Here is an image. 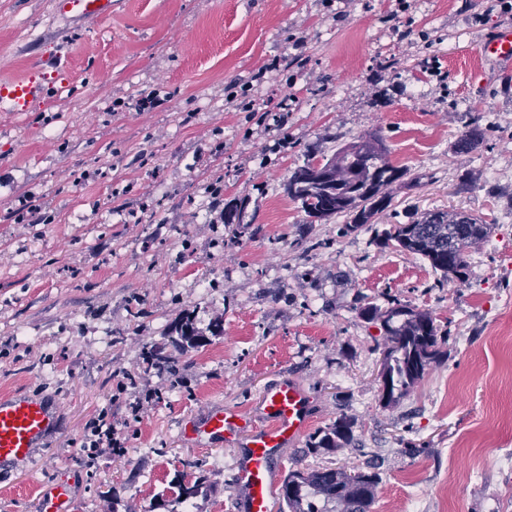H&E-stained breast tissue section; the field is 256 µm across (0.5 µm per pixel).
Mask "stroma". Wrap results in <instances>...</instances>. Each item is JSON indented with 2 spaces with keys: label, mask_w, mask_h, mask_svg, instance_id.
Listing matches in <instances>:
<instances>
[{
  "label": "stroma",
  "mask_w": 512,
  "mask_h": 512,
  "mask_svg": "<svg viewBox=\"0 0 512 512\" xmlns=\"http://www.w3.org/2000/svg\"><path fill=\"white\" fill-rule=\"evenodd\" d=\"M53 2L0 0V78L52 54L69 71L44 104L0 111V397L57 408L33 462L0 470V512H39L52 483L71 484V512H166L183 473L201 482L185 512H245L241 448L183 439L181 424L214 401L256 414L287 378L314 398L312 430L348 414L356 445L300 440L279 450L276 480L297 463L372 466L371 512H512V66L478 50L498 17L479 26L462 0H410L400 40L395 0H112L111 17L83 20ZM295 36L306 66L254 83ZM248 83L255 110L288 103L283 126L227 102ZM151 91L161 105L138 110ZM476 123L482 146L458 153ZM372 132L416 183L392 185L358 232L309 221L290 172ZM24 199L45 223L19 219ZM228 207L243 217L234 235ZM436 208L494 226L467 250L465 280L374 242ZM392 299L447 329L448 359L387 408L380 327L357 308ZM187 312L223 335L175 354L176 374L145 371V347ZM101 414L124 454L87 447Z\"/></svg>",
  "instance_id": "1"
}]
</instances>
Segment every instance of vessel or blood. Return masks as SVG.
I'll list each match as a JSON object with an SVG mask.
<instances>
[{
	"label": "vessel or blood",
	"mask_w": 512,
	"mask_h": 512,
	"mask_svg": "<svg viewBox=\"0 0 512 512\" xmlns=\"http://www.w3.org/2000/svg\"><path fill=\"white\" fill-rule=\"evenodd\" d=\"M60 15L104 18L112 13V0H56ZM479 50L487 60L512 63V27L481 42ZM54 81L27 75L0 80V110L27 112L51 95L56 87L66 85L65 65L50 61ZM261 410L265 426H255L251 419L223 405L211 407L203 420L188 423L187 437L197 440H230L244 435L245 459L236 474L237 484L245 489L248 512H269L274 460L280 448L295 444L313 420L311 399L302 386L285 381L265 391ZM56 407L47 400L26 393L0 399V468L30 462L53 428ZM70 492L56 486L41 501V512H69Z\"/></svg>",
	"instance_id": "1"
}]
</instances>
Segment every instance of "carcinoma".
I'll list each match as a JSON object with an SVG mask.
<instances>
[{"instance_id": "cac0c4a2", "label": "carcinoma", "mask_w": 512, "mask_h": 512, "mask_svg": "<svg viewBox=\"0 0 512 512\" xmlns=\"http://www.w3.org/2000/svg\"><path fill=\"white\" fill-rule=\"evenodd\" d=\"M482 131L475 124L457 140V150L464 154L482 144ZM383 139L373 133L343 144L329 158L308 161L293 169L286 183L288 197L299 203L314 219L345 218L346 229L356 232L391 204L387 189L399 182L412 185L417 178L406 168L392 165ZM454 210H429L406 224H391L378 232L382 249L421 257L429 262L442 280L463 279L468 265L465 252L488 237L493 225ZM360 314L370 323L380 325L382 341L377 349L382 355L380 381L382 400L387 407L399 404L428 370L440 365L448 352V332L441 330L433 315L406 304L393 303L383 309L373 303L360 307ZM209 342L187 315L173 323L163 337L147 350V367H169L166 349H198ZM355 446L350 417L342 413L331 425L309 437V447L334 452ZM379 474L375 471L349 472L342 467L311 469L298 465L288 470L280 496L287 512H370L375 503Z\"/></svg>"}]
</instances>
